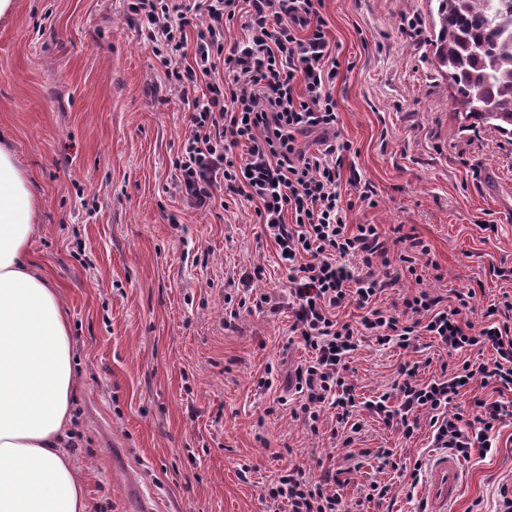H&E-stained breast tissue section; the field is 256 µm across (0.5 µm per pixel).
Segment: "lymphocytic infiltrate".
I'll list each match as a JSON object with an SVG mask.
<instances>
[{"mask_svg":"<svg viewBox=\"0 0 512 512\" xmlns=\"http://www.w3.org/2000/svg\"><path fill=\"white\" fill-rule=\"evenodd\" d=\"M141 22L171 97L187 107L189 130L172 160L171 185L193 208L213 205L217 192L244 198L275 244L287 272L289 333L309 352L297 365L288 396L276 397L293 418L316 426L331 413L344 446L362 430L360 411L375 413L412 437L429 414L437 447L463 458L486 456L512 418V401L470 396L473 383L512 391V296L487 306L481 324L469 318L470 294L456 307L421 289L384 309L378 293L416 278L430 249L405 236L391 253L375 224H352L368 191L344 198L342 156L351 146L336 132L330 92L340 63L330 49L322 0H123ZM245 19L244 39L227 42L225 21ZM315 136L314 148L300 137ZM358 320H341L347 307ZM429 337L443 350H491L486 361L442 365L437 378L418 380L401 366L391 392L359 401L347 360L362 339L407 349ZM469 406H462V399ZM333 469L318 480L280 470L268 490L283 512H348Z\"/></svg>","mask_w":512,"mask_h":512,"instance_id":"f902f5d3","label":"lymphocytic infiltrate"}]
</instances>
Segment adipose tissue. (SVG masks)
I'll return each mask as SVG.
<instances>
[{"label": "adipose tissue", "instance_id": "ef3b65f1", "mask_svg": "<svg viewBox=\"0 0 512 512\" xmlns=\"http://www.w3.org/2000/svg\"><path fill=\"white\" fill-rule=\"evenodd\" d=\"M39 201L0 144V512H89L67 450L74 343L58 288L29 259Z\"/></svg>", "mask_w": 512, "mask_h": 512}]
</instances>
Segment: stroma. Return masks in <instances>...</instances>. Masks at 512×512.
<instances>
[{"label":"stroma","mask_w":512,"mask_h":512,"mask_svg":"<svg viewBox=\"0 0 512 512\" xmlns=\"http://www.w3.org/2000/svg\"><path fill=\"white\" fill-rule=\"evenodd\" d=\"M436 0H323L340 61L331 92L336 129L374 205L353 224L394 228L430 248L422 281L379 294L391 307L426 288L456 306L475 289L470 315L512 294V137L454 112L436 68ZM138 21L120 0H15L0 18V141L9 142L39 200L31 257L58 288L75 344L78 392L69 451L91 512H134L128 475L153 491L159 512H274L267 482L296 464L309 479L336 466L341 489L363 512H420L415 460L434 449L428 414L412 438L368 412L351 447L288 407L267 414L254 380L266 366L287 375L307 358L289 339L287 311L246 314L224 326L229 280L283 300L276 248L260 235L246 200L197 210L168 193L171 160L188 130ZM260 277H253L254 268ZM448 356L430 338L414 348L362 342L349 361L361 400L388 392L404 363L419 380ZM391 448L399 470H379ZM250 465L241 475L242 465ZM455 512H498L512 484V420L486 457L464 461ZM391 486L365 499L373 480Z\"/></svg>","instance_id":"35a3bbf8"}]
</instances>
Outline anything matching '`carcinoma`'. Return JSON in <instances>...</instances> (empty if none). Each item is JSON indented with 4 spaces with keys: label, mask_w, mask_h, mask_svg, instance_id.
<instances>
[{
    "label": "carcinoma",
    "mask_w": 512,
    "mask_h": 512,
    "mask_svg": "<svg viewBox=\"0 0 512 512\" xmlns=\"http://www.w3.org/2000/svg\"><path fill=\"white\" fill-rule=\"evenodd\" d=\"M437 14L451 106L512 136V0H438Z\"/></svg>",
    "instance_id": "obj_1"
}]
</instances>
